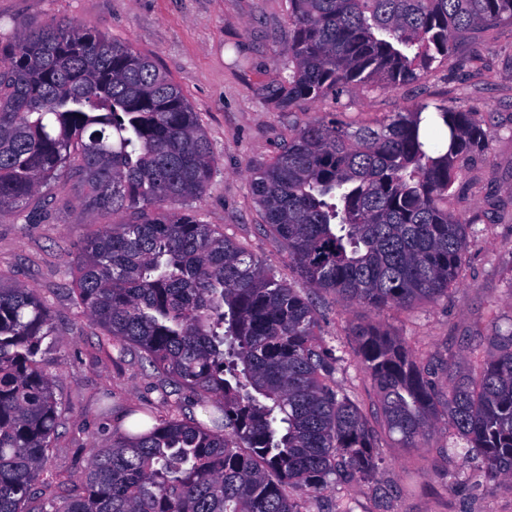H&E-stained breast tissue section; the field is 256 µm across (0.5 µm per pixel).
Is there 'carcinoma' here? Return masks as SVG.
I'll list each match as a JSON object with an SVG mask.
<instances>
[{"label":"carcinoma","instance_id":"carcinoma-1","mask_svg":"<svg viewBox=\"0 0 512 512\" xmlns=\"http://www.w3.org/2000/svg\"><path fill=\"white\" fill-rule=\"evenodd\" d=\"M512 22V0H289L288 76L265 96L283 110L350 85L396 90L458 65L455 39ZM484 124L422 100L373 125L303 123L250 187L306 288L264 270L192 203L215 158L199 113L150 58L69 23L0 45V213L25 224L64 182L86 213L128 215L88 236L64 270L99 345L137 353L163 409L127 414L58 498L38 484L60 423L43 343L46 302L0 270V512H301L290 491L376 480L373 425L405 448L444 423L484 477L512 490V330L499 352L448 368V391L381 324L352 327L378 393L370 412L336 387L315 341L313 293L375 310L448 298L469 225L455 183L488 157Z\"/></svg>","mask_w":512,"mask_h":512}]
</instances>
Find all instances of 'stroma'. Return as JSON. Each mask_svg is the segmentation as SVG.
Segmentation results:
<instances>
[{
  "label": "stroma",
  "mask_w": 512,
  "mask_h": 512,
  "mask_svg": "<svg viewBox=\"0 0 512 512\" xmlns=\"http://www.w3.org/2000/svg\"><path fill=\"white\" fill-rule=\"evenodd\" d=\"M67 21L130 42L182 89L199 112L215 156V171L195 202L202 221L221 226L260 264L293 280L288 254L264 226L250 189L253 170L271 162L298 124L336 113L353 125L373 123L425 99L474 107L486 124L491 150L459 179L448 208L469 224V246L447 300L376 311L333 294L316 293L320 340L336 356L335 381L364 408L377 399L374 383L353 351L351 328L379 321L403 336L422 361H475L496 354L498 334L512 330V23L485 38H457L461 70L439 67L419 83L392 91L346 88L340 98L288 112L264 95L288 69V0H0V41L15 43L30 30ZM46 217L23 224L0 215V268L37 290L52 310L57 345L45 357L62 404L50 468L84 471L128 409L162 402L151 369L136 355L119 360L98 346L97 331L71 303L65 266L100 225L122 215H80L72 186L54 184ZM383 466L379 483L397 494L380 507L371 485L301 498L302 512H330L337 498L353 512H512V491L486 482L464 458L447 426L421 447H401L376 423Z\"/></svg>",
  "instance_id": "stroma-1"
}]
</instances>
